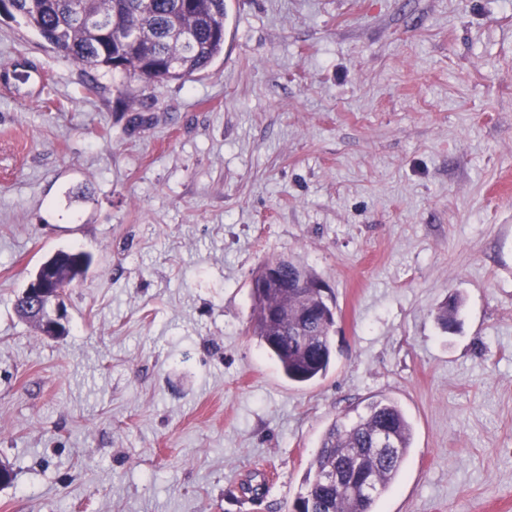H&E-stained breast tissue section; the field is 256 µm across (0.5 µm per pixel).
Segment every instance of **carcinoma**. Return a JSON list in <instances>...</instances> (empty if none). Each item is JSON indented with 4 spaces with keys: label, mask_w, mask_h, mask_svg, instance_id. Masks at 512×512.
Returning a JSON list of instances; mask_svg holds the SVG:
<instances>
[{
    "label": "carcinoma",
    "mask_w": 512,
    "mask_h": 512,
    "mask_svg": "<svg viewBox=\"0 0 512 512\" xmlns=\"http://www.w3.org/2000/svg\"><path fill=\"white\" fill-rule=\"evenodd\" d=\"M14 14L36 30L67 61L85 70L120 72L157 85L187 81L209 68L224 52L225 0H12ZM139 41H112L111 27ZM47 262L65 285L83 277L91 264L77 248L59 250ZM278 277L252 293L249 331L277 363L289 383L309 386L332 362L331 336L336 301L312 288L319 279L290 260L277 259ZM460 302L449 298L437 311V324L450 331ZM384 429L396 454L383 460L371 452ZM412 423L387 397L369 402L352 422L334 420L320 438L293 504V512H376L380 494L399 479L413 447ZM368 470L379 493L365 496L357 481L329 482L331 471Z\"/></svg>",
    "instance_id": "cac0c4a2"
}]
</instances>
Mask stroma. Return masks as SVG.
Wrapping results in <instances>:
<instances>
[{
	"label": "stroma",
	"instance_id": "35a3bbf8",
	"mask_svg": "<svg viewBox=\"0 0 512 512\" xmlns=\"http://www.w3.org/2000/svg\"><path fill=\"white\" fill-rule=\"evenodd\" d=\"M224 51L154 86L0 15V512H292L379 396V512H512V0H227ZM72 247L53 338L15 302ZM275 257L336 296L308 387L247 331Z\"/></svg>",
	"mask_w": 512,
	"mask_h": 512
}]
</instances>
